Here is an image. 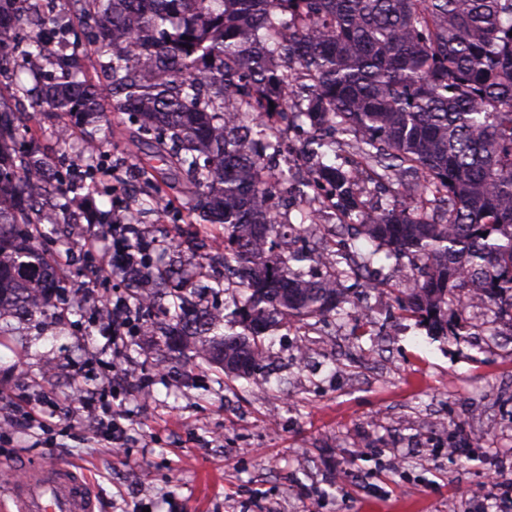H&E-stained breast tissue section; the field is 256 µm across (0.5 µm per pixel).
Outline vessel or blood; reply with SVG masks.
<instances>
[{
	"instance_id": "vessel-or-blood-1",
	"label": "vessel or blood",
	"mask_w": 512,
	"mask_h": 512,
	"mask_svg": "<svg viewBox=\"0 0 512 512\" xmlns=\"http://www.w3.org/2000/svg\"><path fill=\"white\" fill-rule=\"evenodd\" d=\"M6 489L0 512H96L90 479L68 464L22 466Z\"/></svg>"
}]
</instances>
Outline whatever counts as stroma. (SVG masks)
<instances>
[{
  "mask_svg": "<svg viewBox=\"0 0 512 512\" xmlns=\"http://www.w3.org/2000/svg\"><path fill=\"white\" fill-rule=\"evenodd\" d=\"M111 124L107 147L88 138L77 115H42L22 146L148 163L150 137L126 116ZM60 125L69 147L55 137ZM141 199L109 181L94 203L118 223ZM166 200L144 226L160 247L195 222L181 189ZM86 238L74 232L64 247L54 235L43 239L48 256L67 259L70 310L17 325L0 347V398L35 414L0 441L1 476H14L21 461L80 466L99 512H477L490 487L499 499L490 512H512V329L494 307L450 310L464 340L431 336L390 295L417 272L403 254L376 272L382 287L346 279L358 310L277 332L257 379L159 367V339L149 335L130 337L115 373L106 325L75 290ZM363 331L368 339L355 344ZM47 357L60 372L42 390L35 380ZM132 371L139 383L128 381ZM107 378L108 403L126 429L119 453L111 434L63 401L74 380L94 391Z\"/></svg>",
  "mask_w": 512,
  "mask_h": 512,
  "instance_id": "obj_1",
  "label": "stroma"
}]
</instances>
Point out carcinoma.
Here are the masks:
<instances>
[{
	"mask_svg": "<svg viewBox=\"0 0 512 512\" xmlns=\"http://www.w3.org/2000/svg\"><path fill=\"white\" fill-rule=\"evenodd\" d=\"M0 0V56L16 41L14 5ZM112 91L106 104L80 62L45 42L28 56L60 66L33 96L32 112L0 107V318L24 320L60 299V267L39 246L41 224H76L69 194L85 182L52 180L51 159L14 148L32 115L78 113L92 131L112 132L123 112L153 136L155 163L134 180L160 202L185 185L200 240L223 228L224 270L186 271L175 256L157 264L142 251L128 288L137 308L164 307L161 361L201 362L227 378L253 377L267 340L340 304L338 280L369 273L373 258L401 253L419 264L417 282L395 302L441 335L448 306H504L512 327V0H86ZM308 127L304 160L287 150L288 130ZM360 161L346 166L337 137ZM394 185L393 202L366 209L368 183ZM310 189L339 223L318 250L292 249L297 227L275 209V192ZM343 236V249L333 237ZM374 249L353 260L358 238ZM328 267L318 278L307 267ZM232 295L229 331L194 294Z\"/></svg>",
	"mask_w": 512,
	"mask_h": 512,
	"instance_id": "carcinoma-1",
	"label": "carcinoma"
}]
</instances>
